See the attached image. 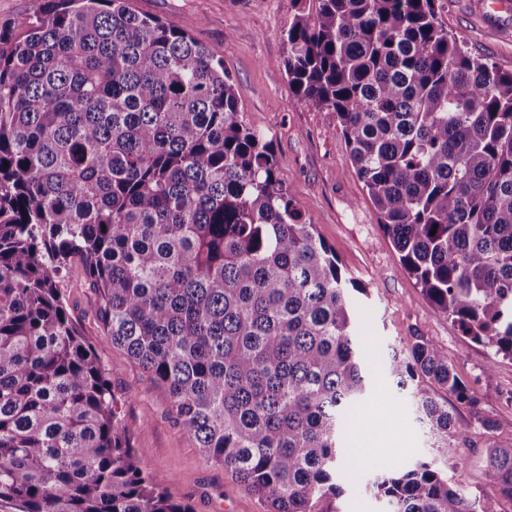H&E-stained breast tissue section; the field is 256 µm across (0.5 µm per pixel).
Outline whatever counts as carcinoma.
I'll list each match as a JSON object with an SVG mask.
<instances>
[{"label": "carcinoma", "instance_id": "cac0c4a2", "mask_svg": "<svg viewBox=\"0 0 512 512\" xmlns=\"http://www.w3.org/2000/svg\"><path fill=\"white\" fill-rule=\"evenodd\" d=\"M283 34L297 101L336 114L385 233L437 309L512 356V72L435 0H315ZM268 512H322L370 366L336 256L302 221L224 60L127 0H47L0 29V499L18 512H192L130 447L58 275ZM456 455L467 389L422 336L385 363ZM486 475L512 498V447ZM387 512H485L428 462L382 465Z\"/></svg>", "mask_w": 512, "mask_h": 512}]
</instances>
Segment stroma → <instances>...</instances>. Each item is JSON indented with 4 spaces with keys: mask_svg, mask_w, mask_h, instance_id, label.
<instances>
[{
    "mask_svg": "<svg viewBox=\"0 0 512 512\" xmlns=\"http://www.w3.org/2000/svg\"><path fill=\"white\" fill-rule=\"evenodd\" d=\"M436 0L440 22L473 54L512 71V4L487 0ZM137 13L175 24L223 57L236 83L238 108L246 125L272 143L276 170L288 197L306 223L334 251L345 274L364 287L355 297L353 322L367 337L375 363L365 408L382 421L381 448L359 467L341 473V512H380L381 501L365 493L380 462L426 461L479 498L486 512H512L485 476L489 445H512V358L494 356L490 346L463 336L447 315L420 292L385 235L334 113L300 104L288 83L282 35L298 0H129ZM59 288L82 335L121 394L122 428L148 468L164 478L174 498L193 512H268L266 503L243 490L222 468L207 463L185 430L173 422L165 388L151 383L112 345L96 316L97 296L80 260L63 271ZM423 336L447 354L472 397L449 399L455 430L467 443L463 464L439 453L429 429L419 423L384 367L390 347Z\"/></svg>",
    "mask_w": 512,
    "mask_h": 512,
    "instance_id": "1",
    "label": "stroma"
}]
</instances>
